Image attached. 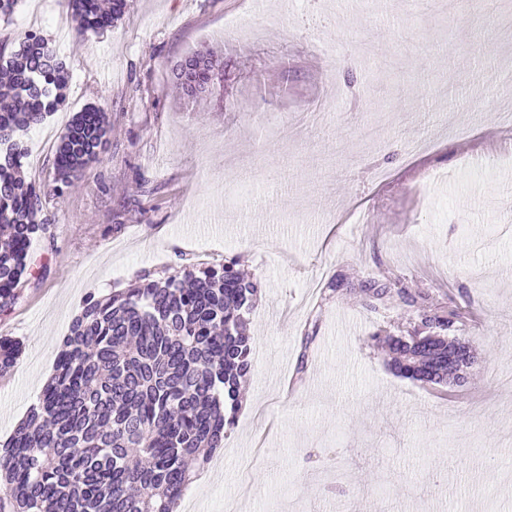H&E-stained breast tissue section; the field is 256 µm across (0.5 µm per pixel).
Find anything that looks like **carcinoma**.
Here are the masks:
<instances>
[{
    "label": "carcinoma",
    "instance_id": "obj_1",
    "mask_svg": "<svg viewBox=\"0 0 512 512\" xmlns=\"http://www.w3.org/2000/svg\"><path fill=\"white\" fill-rule=\"evenodd\" d=\"M77 34L99 33L125 14L127 0H65ZM177 86L224 99V61L215 49L185 57ZM70 70L41 36L0 40V312L32 274L29 245L46 229L43 198L62 194L98 159L109 129L101 108L75 113L56 149L52 181L40 188L23 173L22 136L67 98ZM370 310L394 298L412 328L376 332L391 369L425 385H446L448 335L460 309L430 295L360 285ZM259 283L233 258L192 266L164 279L143 275L136 288L91 293L63 341L54 374L0 448L6 492L0 512H177L192 472L204 468L241 410L240 380L251 368L246 319ZM21 344L0 336V376L11 373Z\"/></svg>",
    "mask_w": 512,
    "mask_h": 512
}]
</instances>
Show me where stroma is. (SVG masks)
Masks as SVG:
<instances>
[{
	"mask_svg": "<svg viewBox=\"0 0 512 512\" xmlns=\"http://www.w3.org/2000/svg\"><path fill=\"white\" fill-rule=\"evenodd\" d=\"M512 0H127L76 36L58 0H21L0 39L35 32L72 74L24 137L47 181L73 114L108 141L34 237L0 335V442L37 402L89 293L239 258L260 285L235 427L195 512H512V133L491 90L512 68ZM224 50V98L193 102L172 68ZM431 137L433 150L409 156ZM379 279L464 310L480 362L463 386L395 376L370 334L408 326ZM21 354V344L9 336H0V376L11 373Z\"/></svg>",
	"mask_w": 512,
	"mask_h": 512,
	"instance_id": "1",
	"label": "stroma"
}]
</instances>
